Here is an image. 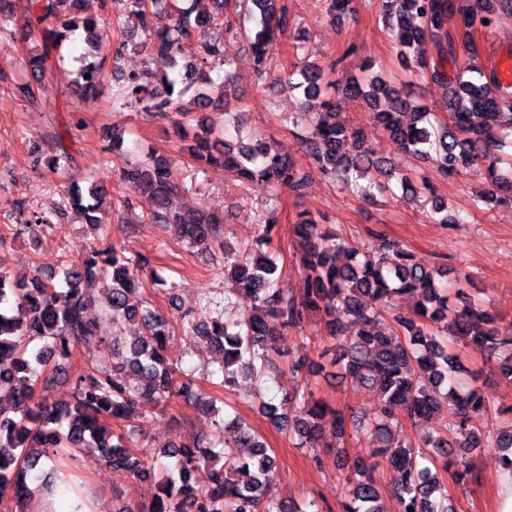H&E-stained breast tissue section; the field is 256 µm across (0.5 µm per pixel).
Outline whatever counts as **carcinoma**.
<instances>
[{
    "instance_id": "cac0c4a2",
    "label": "carcinoma",
    "mask_w": 512,
    "mask_h": 512,
    "mask_svg": "<svg viewBox=\"0 0 512 512\" xmlns=\"http://www.w3.org/2000/svg\"><path fill=\"white\" fill-rule=\"evenodd\" d=\"M27 12L50 27L41 32V52L19 62L30 79L21 86L31 99L35 86L47 70L50 59L75 32L90 36L97 20L74 15L78 0H26ZM130 11L117 15V23L133 25L146 35L145 46L153 54L172 60L179 52L182 36L192 28L219 27L237 34L257 65H266L269 43L285 35L290 25L286 0H211L213 9L201 14L200 0H129ZM385 26L407 65L428 72L432 82L451 88L448 119L441 120L412 94L395 88L383 74L352 79L342 94L362 96L373 107L374 120L398 148L420 157L436 156L437 171L443 178L463 170L483 173L491 187L512 197V94L496 77L482 81L461 75L451 79L445 71L447 56L461 47L472 60L478 59L474 33L492 26L502 13L512 15V0H382ZM235 8L239 27L224 22V11ZM429 44L435 50L430 59L419 52ZM201 60L224 58L221 43L201 44ZM82 67L76 83L85 99L99 95L104 59L87 52L80 56ZM296 74L300 80L291 87L302 91L303 115L310 116L314 136L308 150L316 169L344 187L359 180L368 184L362 195L386 189L392 171L381 160H372L359 128L340 118L336 84L328 81L326 67L299 58ZM229 71L217 82L203 72L194 102L205 107L217 92L229 106ZM175 80L164 79L166 89L149 88L146 77L128 76L125 95L144 103V111L164 114L192 113L180 98H173ZM322 98L321 109L309 112V100ZM196 158L207 164L220 163L235 170L245 190L261 183H276L299 193L307 174L273 146L258 150L223 143L210 119H195ZM123 178L146 202L149 220L178 224L183 236L194 244H211L221 234L222 219L186 214L171 208L176 194L172 164L162 158L122 169ZM403 194L417 197L433 192L424 178L400 179ZM104 193L91 183L87 193L74 189L67 197L70 208L87 224L103 223ZM433 219L453 224L447 203L432 197ZM260 224L257 249L241 254L224 251V275L235 284L234 291L248 295L252 306L234 323L222 315L207 321L186 320L187 329L221 354V385L233 387L238 379L260 381L272 365L270 352L288 327H298L309 316L319 314L325 335L339 343L336 361L344 369L378 385V403L372 422L363 429L373 447L367 457L353 462L345 480L348 487L342 512H387L376 473L381 466L390 472V492L396 512H453L448 489L434 468L446 471L454 466L475 479L469 453L476 448L496 447L502 453V468L512 472V418L495 430L482 425L488 411L478 389L464 382L465 372L448 344L431 329L448 335L480 353L499 358V370L512 381V324L500 326L496 318L478 311L462 288L465 277L442 284L443 272L415 260L408 250L384 242L376 256H359L345 242L330 234L317 221L299 218L293 233L300 240L299 265L303 286L299 298L286 297L275 288L277 264L262 251L272 240L274 225ZM145 260L132 261L111 245H99L80 262L61 264L66 288L60 289L50 273L28 284L16 283L0 265V498H9L21 508L29 494L28 480L40 460L52 464L62 448H87L101 454L112 470L133 478H145L153 462L144 452L133 449L129 436L110 424L121 425L138 414L141 400L158 404L172 402L203 406L206 399L199 379L191 374L175 376L167 362L170 338L168 320L144 306L139 296L138 271ZM99 276L111 277L107 288L104 319L119 325L123 321L142 325L141 335L127 342L112 337V367L79 378L73 384L72 401L48 398L61 363L70 356L76 340L93 335L84 320L93 299L85 283ZM417 297L415 317L400 312L398 298ZM465 300L460 308L452 298ZM391 311L394 325L377 330L381 312ZM450 409L446 432L424 433L418 443L396 437L397 426L405 420L429 418L441 405ZM261 410L276 428L288 431L304 446L315 447L326 440L332 448L346 431L345 416L307 395H294L280 404L261 402ZM235 448L252 452L238 457ZM171 460L165 474L155 481L148 505L124 506L118 512H287L268 488L276 476L277 460L255 434L237 423L233 443L219 439L191 446L173 443L161 451ZM210 467L209 485L199 488L192 475L200 466Z\"/></svg>"
}]
</instances>
